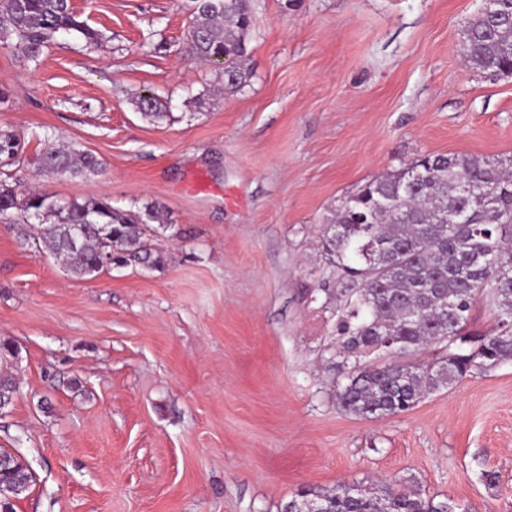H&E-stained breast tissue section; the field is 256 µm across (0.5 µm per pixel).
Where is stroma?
<instances>
[{"label": "stroma", "mask_w": 512, "mask_h": 512, "mask_svg": "<svg viewBox=\"0 0 512 512\" xmlns=\"http://www.w3.org/2000/svg\"><path fill=\"white\" fill-rule=\"evenodd\" d=\"M98 31L0 45L23 188L164 217L165 264L72 278L0 223V341L19 384L0 448L14 512H280L303 488L392 482L512 512V362L379 420L343 412L340 279L323 228L427 154L512 158V76L462 55L482 0H250V79L187 56L193 0H72ZM155 94L162 120L135 103ZM104 163L44 174L48 142ZM498 475L488 485L483 472ZM1 458L0 511L14 512V500L25 495L31 487L34 477L28 467L14 455L1 451L0 460Z\"/></svg>", "instance_id": "obj_1"}]
</instances>
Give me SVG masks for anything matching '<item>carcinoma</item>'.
I'll return each instance as SVG.
<instances>
[{
  "label": "carcinoma",
  "instance_id": "1",
  "mask_svg": "<svg viewBox=\"0 0 512 512\" xmlns=\"http://www.w3.org/2000/svg\"><path fill=\"white\" fill-rule=\"evenodd\" d=\"M249 0H196L188 26L189 56L212 63L224 56L236 65L224 71V89L248 82ZM78 32L88 43L99 34L74 11L71 0H0V42L16 41L30 56L57 33ZM464 57L473 68L512 75V18L478 14L464 30ZM141 115L166 116L153 95L136 102ZM22 162L20 138L0 129V214L23 210L39 219L19 237L46 252L70 276L92 278L120 266L157 267L161 253L149 243V222L158 212L115 209L104 199L59 200L25 192L10 167ZM40 170L90 178L102 169L93 154L71 146H48ZM428 178L411 183L410 170ZM459 211L465 224L449 220ZM323 251L340 273L344 307L336 341L343 357L355 358L345 382L336 385L337 405L364 419L412 410L441 387L512 362V172L501 160L466 155H424L366 182L346 197L323 230ZM490 296L494 332L468 331L470 311ZM444 354L424 361L430 348ZM33 475L14 455L0 452V512L29 490ZM295 512H468L461 503L437 501L392 484L339 482L292 497Z\"/></svg>",
  "mask_w": 512,
  "mask_h": 512
}]
</instances>
